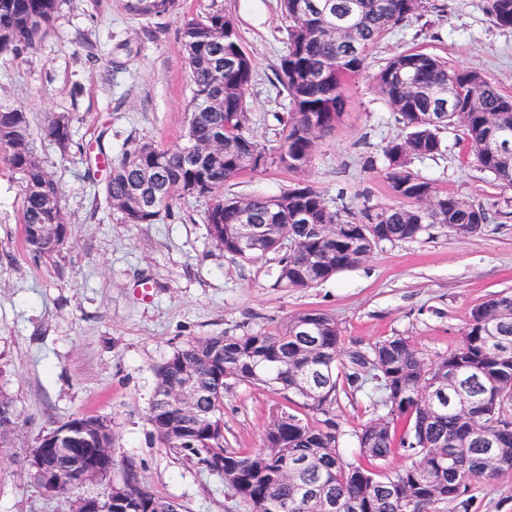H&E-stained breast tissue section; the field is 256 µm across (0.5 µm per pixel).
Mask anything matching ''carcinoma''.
Instances as JSON below:
<instances>
[{
  "label": "carcinoma",
  "mask_w": 512,
  "mask_h": 512,
  "mask_svg": "<svg viewBox=\"0 0 512 512\" xmlns=\"http://www.w3.org/2000/svg\"><path fill=\"white\" fill-rule=\"evenodd\" d=\"M65 0H0V56L16 55L40 41ZM179 0H147L129 8L134 16L160 17L178 10ZM286 49L280 82L291 105L288 130L276 159L298 171L310 162L317 138L330 132L343 110L346 81L364 68L367 50L396 25L419 15L423 0H281ZM495 25L512 28V0H488ZM193 83V101L184 145L159 149L137 144L112 158L104 191L108 206L130 224H153L173 201L206 197L208 236L225 252L252 262L278 255L275 284L310 288L368 258L382 242L415 239L427 224H446L459 238L480 233L486 210L441 195L410 168L411 160L433 157L444 147L441 130L460 125L479 168L512 185V160L495 144L512 143V98L480 72L450 69L434 55L403 50L375 76V87L403 125L405 136L383 148L386 180L398 198L427 207H363L333 210L320 191L296 186L278 196L224 197V183L257 171L269 150L247 133L245 101L254 63L244 51L236 22L213 12L186 18L179 36ZM444 113L440 125L429 122ZM49 137L66 150L73 143L70 117H54ZM0 156L20 176L21 224L28 251L45 259L60 251L42 225L67 233L60 189L38 157L27 113L0 107ZM370 222L368 237L351 230ZM233 224L262 226L256 244L239 249ZM309 318L292 316L270 333L247 329L238 336H210L175 351L156 371L149 421L164 447L194 456L224 477L250 512H442L458 502L472 481L512 469V297L482 302L471 311L459 347L435 359L425 357L404 336L376 342L343 358L335 318L315 316V334L297 329ZM194 370L202 397L197 415L175 395L184 366ZM264 386L275 394L302 399L303 412L280 414L266 428L263 447H224L223 398L227 380ZM366 391L375 418L351 432L362 461H349L340 448L336 421L341 390ZM92 441L112 445L106 419L90 418ZM17 424L13 401L0 394V451L9 447ZM408 461L384 467L395 449ZM81 452L48 456L39 467L27 461L40 483L60 472L58 493L83 485ZM129 474L119 485L134 512H182L173 500L150 494ZM332 507H325V502Z\"/></svg>",
  "instance_id": "carcinoma-1"
}]
</instances>
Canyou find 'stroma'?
<instances>
[{
	"label": "stroma",
	"instance_id": "35a3bbf8",
	"mask_svg": "<svg viewBox=\"0 0 512 512\" xmlns=\"http://www.w3.org/2000/svg\"><path fill=\"white\" fill-rule=\"evenodd\" d=\"M486 0H426L368 52L365 69L344 86L345 108L318 138L308 166L275 160L226 183L230 197L275 196L306 182L336 210L392 207L382 149L403 128L377 93L374 74L392 54L416 49L449 67L480 71L512 96V29L495 26ZM233 16L255 62L248 132L278 147L289 112L278 80L286 21L280 0H180L177 12L140 18L118 0H66L49 33L18 55L0 57V106L28 115L34 145L57 181L68 242L52 260H35L23 241L22 187L0 161V393L18 415L10 458H0V512H72V496L48 494L30 477L26 456L46 432L77 416L112 428V470L84 486L101 494L128 472L184 512H248L221 476L164 448L148 421L155 371L177 349L244 329L279 331L317 309L339 324L346 351L403 336L429 358L456 348L470 312L512 295V187L474 162L463 127L445 130L443 153L411 167L440 193L483 206V231L459 238L443 224L416 239L382 243L362 263L311 288H280L274 260L247 262L209 239V201H174L152 224H128L106 207L107 160L123 148L178 145L192 86L181 52L184 18ZM71 117L74 145L61 150L45 130ZM296 403L258 386L224 390V445L260 447L269 409ZM374 416L364 394H339L336 419L348 460L359 456L350 432ZM468 512H512V470L473 482Z\"/></svg>",
	"mask_w": 512,
	"mask_h": 512
}]
</instances>
